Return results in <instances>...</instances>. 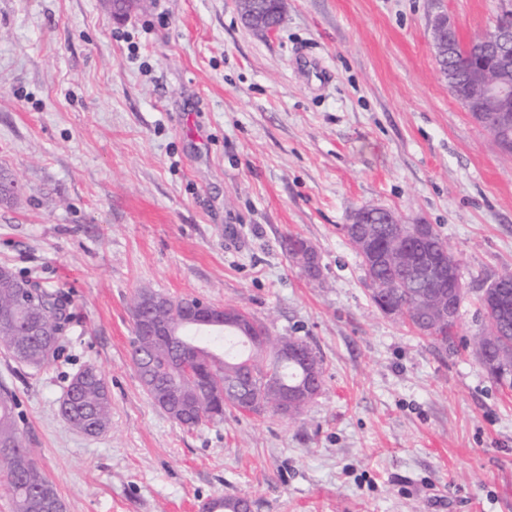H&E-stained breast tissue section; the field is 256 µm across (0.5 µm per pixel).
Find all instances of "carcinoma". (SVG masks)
Returning a JSON list of instances; mask_svg holds the SVG:
<instances>
[{
	"instance_id": "carcinoma-1",
	"label": "carcinoma",
	"mask_w": 512,
	"mask_h": 512,
	"mask_svg": "<svg viewBox=\"0 0 512 512\" xmlns=\"http://www.w3.org/2000/svg\"><path fill=\"white\" fill-rule=\"evenodd\" d=\"M481 58L479 38L460 43L457 55L440 60L441 71L453 69L457 75L454 96L468 93L472 66ZM370 283L393 278L396 272L359 253ZM375 307L385 303L398 311L395 318L408 324L419 335L435 342L426 331L431 309L420 301L415 289L408 285L390 289L386 295L371 290ZM158 303L149 309L154 318L171 324L169 339L160 341L134 336L131 342V362L141 387L154 403L168 391H178L186 401L194 402L195 416L183 417L176 410L168 416L186 429L224 418V408H236L234 395L238 390L251 394L258 403L255 412L278 413L277 401L285 391L297 386L322 384V358L316 349L295 336H275L273 340L296 345L313 353L319 370L312 373L301 363L282 360L274 353L257 347V337L239 333L232 327L206 329L204 335L238 346L235 352L219 355L201 342L196 334L188 333L191 325L182 318V304ZM485 316L482 335L486 336L485 358L479 359L487 374L496 382L512 380V322L497 311H489L487 299L480 297ZM69 316L62 296L17 275L6 267L0 268V349L15 361L32 369L49 363L57 353ZM194 359L210 378L211 393L201 394L195 382L177 370L184 358ZM227 391L228 403L221 404L220 394ZM59 412L76 430H93L100 434L111 424L112 398L102 374L87 366L72 378L63 394ZM0 471L6 477L14 512H64V504L53 482L33 458L32 449L25 446L24 435L15 415L12 393L0 390Z\"/></svg>"
}]
</instances>
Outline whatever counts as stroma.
<instances>
[{"instance_id":"1","label":"stroma","mask_w":512,"mask_h":512,"mask_svg":"<svg viewBox=\"0 0 512 512\" xmlns=\"http://www.w3.org/2000/svg\"><path fill=\"white\" fill-rule=\"evenodd\" d=\"M512 0H286L278 33L236 0H0V265L71 320L40 369L0 352L27 447L66 512H512V389L473 353L478 299L512 273V156L448 90L437 15L463 40ZM364 206L437 228L467 290L452 347L381 313L342 232ZM309 241L310 281L285 253ZM143 288L238 308L322 358L299 419L187 430L130 360ZM95 366L102 434L59 403ZM249 1L253 0H238L239 11L244 23L247 27L269 36L277 27L268 25L263 13L251 10L248 5Z\"/></svg>"}]
</instances>
